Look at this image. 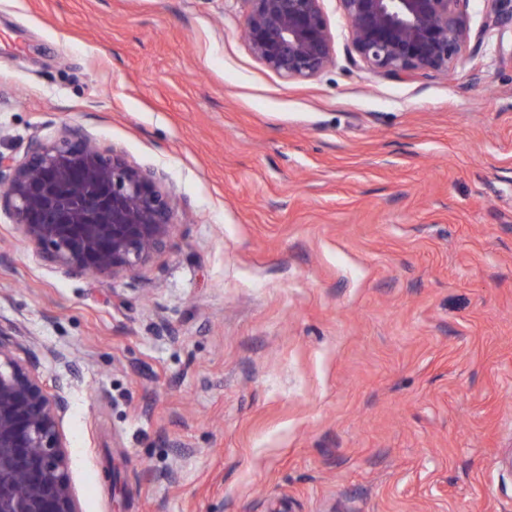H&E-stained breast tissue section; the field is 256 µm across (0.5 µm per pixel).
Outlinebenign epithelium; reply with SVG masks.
<instances>
[{
    "instance_id": "7a95c632",
    "label": "benign epithelium",
    "mask_w": 512,
    "mask_h": 512,
    "mask_svg": "<svg viewBox=\"0 0 512 512\" xmlns=\"http://www.w3.org/2000/svg\"><path fill=\"white\" fill-rule=\"evenodd\" d=\"M252 55L292 80L334 60L323 0H242ZM352 51L375 73L447 72L485 30L465 20L470 0H338ZM495 25L512 21V0H484ZM0 209L49 264L68 276L116 277L165 249L174 202L158 171L100 148L78 129L37 137L21 158L0 151ZM39 362L13 354L0 328V512H80L59 429L64 388L50 394Z\"/></svg>"
}]
</instances>
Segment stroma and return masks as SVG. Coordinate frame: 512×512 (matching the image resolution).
I'll list each match as a JSON object with an SVG mask.
<instances>
[{"mask_svg":"<svg viewBox=\"0 0 512 512\" xmlns=\"http://www.w3.org/2000/svg\"><path fill=\"white\" fill-rule=\"evenodd\" d=\"M288 80L241 0H0V146L164 175L167 248L69 278L0 212V326L81 512H512V28Z\"/></svg>","mask_w":512,"mask_h":512,"instance_id":"1","label":"stroma"}]
</instances>
